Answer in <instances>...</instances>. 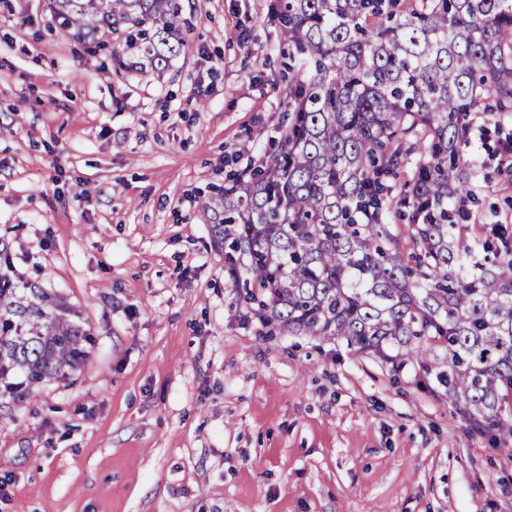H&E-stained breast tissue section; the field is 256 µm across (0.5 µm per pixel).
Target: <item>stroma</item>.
<instances>
[{"label":"stroma","instance_id":"1","mask_svg":"<svg viewBox=\"0 0 512 512\" xmlns=\"http://www.w3.org/2000/svg\"><path fill=\"white\" fill-rule=\"evenodd\" d=\"M270 0H179L164 71L114 75L51 0H0V247L96 338L68 378L0 399V512H512V447L448 400L441 343L394 367L268 334L202 207L288 125ZM471 119L470 212L512 225L500 142Z\"/></svg>","mask_w":512,"mask_h":512}]
</instances>
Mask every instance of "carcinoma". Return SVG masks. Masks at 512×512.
I'll return each instance as SVG.
<instances>
[{"label":"carcinoma","instance_id":"obj_1","mask_svg":"<svg viewBox=\"0 0 512 512\" xmlns=\"http://www.w3.org/2000/svg\"><path fill=\"white\" fill-rule=\"evenodd\" d=\"M294 51L276 153L233 175L212 243L265 326L404 364L438 338L448 401L512 436V230L462 237L478 174L465 117L512 115V0H277ZM83 40L125 34L114 70L162 71L184 47L176 0H52ZM410 167L401 183H389ZM402 209L413 253L389 229ZM77 309L15 280L0 250V397L79 370Z\"/></svg>","mask_w":512,"mask_h":512}]
</instances>
